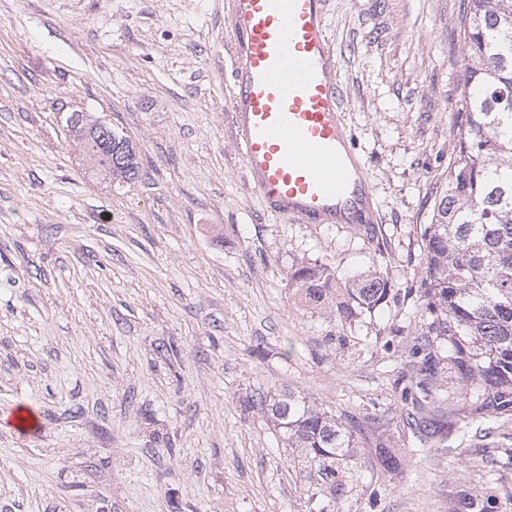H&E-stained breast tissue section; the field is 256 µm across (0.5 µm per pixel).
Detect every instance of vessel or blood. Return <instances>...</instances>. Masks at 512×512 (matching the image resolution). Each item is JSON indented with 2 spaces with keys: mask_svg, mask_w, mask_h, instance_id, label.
I'll return each instance as SVG.
<instances>
[{
  "mask_svg": "<svg viewBox=\"0 0 512 512\" xmlns=\"http://www.w3.org/2000/svg\"><path fill=\"white\" fill-rule=\"evenodd\" d=\"M326 0H228L232 122L248 184L306 224H371L350 147Z\"/></svg>",
  "mask_w": 512,
  "mask_h": 512,
  "instance_id": "b4317fda",
  "label": "vessel or blood"
}]
</instances>
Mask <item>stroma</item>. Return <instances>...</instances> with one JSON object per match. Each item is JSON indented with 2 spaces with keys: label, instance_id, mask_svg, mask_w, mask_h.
I'll return each mask as SVG.
<instances>
[{
  "label": "stroma",
  "instance_id": "obj_1",
  "mask_svg": "<svg viewBox=\"0 0 512 512\" xmlns=\"http://www.w3.org/2000/svg\"><path fill=\"white\" fill-rule=\"evenodd\" d=\"M463 0H328L344 119L379 234L277 216L247 184L229 112L226 0H0V512H461L486 480L512 512V415L427 332L424 246L463 92ZM122 128L138 181L94 174L65 119ZM325 262L392 285L339 321L295 304ZM289 388L354 424L330 495L255 405ZM464 427L413 434L404 393ZM396 471L378 463L383 451ZM431 347L430 341L425 340L424 343L414 345L411 350L412 357L416 359L414 362L417 364V370L424 377L430 376L435 366V355Z\"/></svg>",
  "mask_w": 512,
  "mask_h": 512
}]
</instances>
